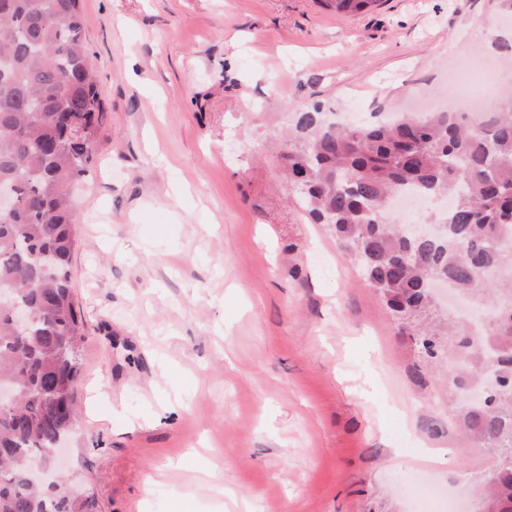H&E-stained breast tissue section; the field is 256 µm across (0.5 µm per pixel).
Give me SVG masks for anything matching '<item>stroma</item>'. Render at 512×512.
Segmentation results:
<instances>
[{
    "label": "stroma",
    "instance_id": "obj_1",
    "mask_svg": "<svg viewBox=\"0 0 512 512\" xmlns=\"http://www.w3.org/2000/svg\"><path fill=\"white\" fill-rule=\"evenodd\" d=\"M80 7L105 112L71 262L79 491L97 512H409L419 476L482 512L496 457L449 432L466 407L447 366L293 202L279 142L312 98L363 121L422 112L476 55L497 63L482 95L511 97L512 57L458 39L473 21L512 29L498 0ZM426 446L449 463H423Z\"/></svg>",
    "mask_w": 512,
    "mask_h": 512
}]
</instances>
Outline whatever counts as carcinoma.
<instances>
[{
    "label": "carcinoma",
    "instance_id": "1",
    "mask_svg": "<svg viewBox=\"0 0 512 512\" xmlns=\"http://www.w3.org/2000/svg\"><path fill=\"white\" fill-rule=\"evenodd\" d=\"M379 0H322L358 14ZM80 0H0V183L19 205L0 213V384L15 404L0 411V512H93L94 498L30 482L31 464L55 447L79 418L76 382L85 323L71 284L80 224L70 190L92 172L103 104L82 37ZM291 190L313 223L328 226L355 253L368 283L400 319L429 303L436 279L480 296L494 321L480 362L496 385L463 418L499 459L481 487L486 512H512V307L499 305L512 284L488 274L512 268V102L479 125L449 112L407 114L338 126L316 100L291 119L284 153ZM413 189L431 201L439 236L419 241L389 218L388 200ZM32 319L16 330L10 306ZM429 362L443 361L465 321L444 329L413 327Z\"/></svg>",
    "mask_w": 512,
    "mask_h": 512
}]
</instances>
